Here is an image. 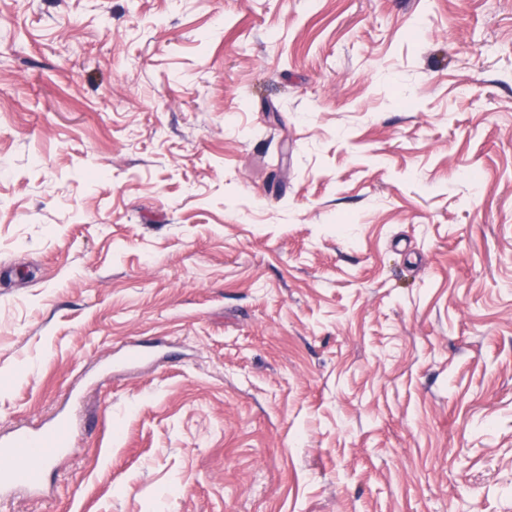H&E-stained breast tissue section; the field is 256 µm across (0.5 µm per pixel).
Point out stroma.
I'll return each mask as SVG.
<instances>
[{"label":"stroma","instance_id":"35a3bbf8","mask_svg":"<svg viewBox=\"0 0 512 512\" xmlns=\"http://www.w3.org/2000/svg\"><path fill=\"white\" fill-rule=\"evenodd\" d=\"M60 417L0 512H512V0H0V437Z\"/></svg>","mask_w":512,"mask_h":512}]
</instances>
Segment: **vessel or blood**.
I'll use <instances>...</instances> for the list:
<instances>
[{
    "label": "vessel or blood",
    "instance_id": "vessel-or-blood-1",
    "mask_svg": "<svg viewBox=\"0 0 512 512\" xmlns=\"http://www.w3.org/2000/svg\"><path fill=\"white\" fill-rule=\"evenodd\" d=\"M68 446L69 432L63 423L0 444V491L17 483L39 486L47 465Z\"/></svg>",
    "mask_w": 512,
    "mask_h": 512
}]
</instances>
